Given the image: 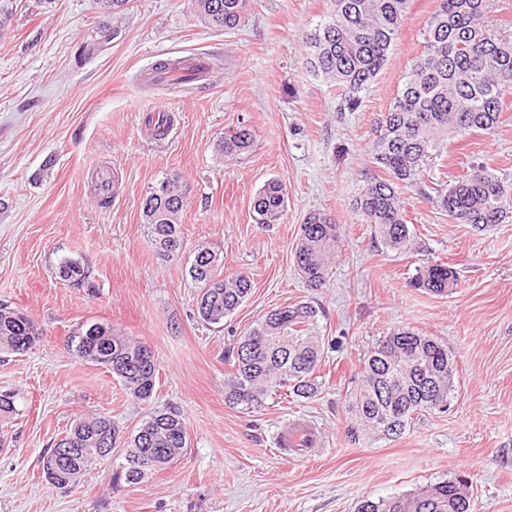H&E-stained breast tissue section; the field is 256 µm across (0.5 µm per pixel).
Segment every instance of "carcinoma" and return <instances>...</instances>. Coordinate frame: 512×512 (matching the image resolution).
I'll list each match as a JSON object with an SVG mask.
<instances>
[{
    "instance_id": "carcinoma-1",
    "label": "carcinoma",
    "mask_w": 512,
    "mask_h": 512,
    "mask_svg": "<svg viewBox=\"0 0 512 512\" xmlns=\"http://www.w3.org/2000/svg\"><path fill=\"white\" fill-rule=\"evenodd\" d=\"M130 0H94L100 25L129 9ZM247 0H191L198 16L209 25L234 30L243 18ZM410 0H331L330 10L308 30L303 42L313 73L340 92L338 111L358 107L360 93L384 67L408 15ZM489 0H438L423 32V50L415 58L388 111L375 120L369 149L371 163L385 177L368 181L355 199V208L393 250L413 245L403 204L395 187L409 182L420 164L440 151L455 133H491L499 122L500 98L512 88V40L486 24ZM253 131L245 126L224 132L226 157L250 151ZM184 185L167 176L146 191L141 210L149 241L158 258L179 259L184 251L181 216L186 204ZM433 203L457 224L482 229L501 224L512 213V185L473 164L452 184L437 191ZM287 207L283 185L267 181L253 201L254 222L277 224ZM339 242V226L327 215L308 214L300 225L294 260L306 287L325 286ZM221 253L199 246L188 275L198 288L197 316L207 325H224L246 300L251 281L243 274L224 275ZM58 277L74 286L93 287L80 262L63 259ZM457 282L456 271L445 262L417 269L412 284L443 295ZM320 308L300 301L269 311L237 345L228 350L232 371L224 382V402L244 410L257 408L273 396L311 398L318 391V372L324 358L318 335ZM87 323L68 336L69 350L80 360L108 369L135 401L153 395L158 365L145 343L99 323L97 334H86ZM40 333L25 312L0 303V353L21 354L32 349ZM454 359L448 345L434 336L399 328L378 340L362 360L359 382L346 391V437L354 444L368 439L393 440L411 430L426 415L448 408L454 392ZM17 414L16 394L0 391V423ZM119 430L105 415L76 422L66 436L74 455L61 459L53 447L40 459L47 482L67 491L95 462L101 436ZM189 444L185 419L176 411H158L126 441L121 473L129 484L147 474V461L158 471L182 456ZM356 512H472L469 481L463 477L426 487L411 497L395 496L377 502L363 500Z\"/></svg>"
}]
</instances>
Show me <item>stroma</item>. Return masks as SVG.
I'll list each match as a JSON object with an SVG mask.
<instances>
[{
  "label": "stroma",
  "instance_id": "35a3bbf8",
  "mask_svg": "<svg viewBox=\"0 0 512 512\" xmlns=\"http://www.w3.org/2000/svg\"><path fill=\"white\" fill-rule=\"evenodd\" d=\"M437 5L411 0L360 106L340 113L335 86L311 72L303 43L329 0H250L231 31L206 24L189 0H133L105 44L92 0H57L50 10L0 0V303L26 310L42 333L28 352L0 354V390L16 393L19 410L0 427V512H354L362 500L407 496L458 475L473 483V512H512V219L481 231L453 223L430 199L473 163L512 184V90L501 96L493 133L448 141L400 186L415 249L386 248L353 207L373 172L374 120L421 53ZM182 56L211 63L206 83L145 89L158 61ZM158 102L172 118L160 140L144 129ZM237 125L254 131V145L231 160L219 143ZM100 167L117 178L106 207L91 183ZM168 175L188 191L186 252L215 247L225 274L251 280L223 327L201 324L185 257L161 261L148 240L142 198ZM271 179L283 184L288 210L263 227L252 203ZM311 212L340 227L327 285L315 291L293 259ZM65 257L85 267L90 288L57 277ZM433 260L456 270L453 291L409 287ZM301 300L320 307V331L335 343L316 396L249 411L226 405L229 347L271 309ZM90 319L152 347L159 371L151 399L132 400L106 368L68 351L69 333ZM400 326L448 345L454 397L402 438L351 443L345 391L364 354ZM162 409L180 411L190 435L164 470L138 484L115 479L116 449L69 491L43 477L41 456L81 417L107 415L128 436ZM296 416L323 434L308 458L274 446Z\"/></svg>",
  "mask_w": 512,
  "mask_h": 512
}]
</instances>
